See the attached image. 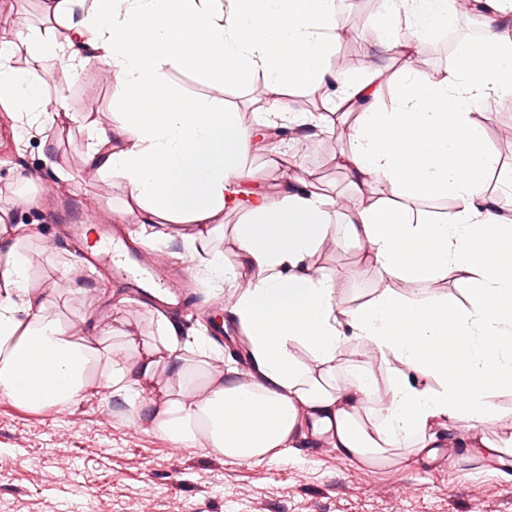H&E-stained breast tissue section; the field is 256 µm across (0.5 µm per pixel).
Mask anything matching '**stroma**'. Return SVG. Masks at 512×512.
I'll return each mask as SVG.
<instances>
[{"mask_svg": "<svg viewBox=\"0 0 512 512\" xmlns=\"http://www.w3.org/2000/svg\"><path fill=\"white\" fill-rule=\"evenodd\" d=\"M343 28L361 27L355 65L394 75L402 59L387 52L390 19L385 7L361 13L354 0H341ZM480 15L452 21L455 44L425 45L416 69L453 72L458 64L455 46L470 40L480 27ZM47 92L64 97L71 111L116 123L112 87L104 72L88 66L80 80H71L53 59L45 63ZM170 81L180 95L223 101L246 127H256L265 106L253 94L255 75L228 80L192 69L174 70ZM0 194L16 190L19 169L36 173L27 192L32 200L13 207L9 221L25 224L31 238L22 253L31 267V283L51 289L54 314L64 328L82 317L101 320L121 313L141 326V339L158 338V313L119 288L107 269L84 266L76 243L62 237L65 224L88 219L123 221L125 196L118 179L88 172L83 164L88 134L81 124L32 134L17 144L13 122L0 112ZM301 129H283L280 138L293 144L291 165L272 153L252 151L243 165L247 186L254 193L273 196L285 183L286 170L312 175L317 186L337 200L349 195V177L339 154L349 142L335 134L312 138L313 148L298 151ZM51 148L56 169L44 167L42 153ZM192 224L170 225L167 235L150 241L190 283L191 301L182 323H194L196 337L209 339L208 319L214 315L212 288L202 287L188 253ZM318 257L338 284L344 309L354 310L376 297L387 283L378 271L364 265L359 248L336 233L318 250ZM82 276L88 291L70 294L61 285L63 266ZM466 429L447 433L437 458L416 454L410 441L398 440L383 461L362 465L333 448L302 446L288 455L259 464L226 460L209 448L180 447L163 432L137 419L134 410L111 391L98 389L76 405L34 410L0 396V512H512V465L501 466L478 451L467 449L455 470L446 466L447 451L466 437Z\"/></svg>", "mask_w": 512, "mask_h": 512, "instance_id": "35a3bbf8", "label": "stroma"}]
</instances>
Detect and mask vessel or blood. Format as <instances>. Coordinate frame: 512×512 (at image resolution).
I'll use <instances>...</instances> for the list:
<instances>
[{"label":"vessel or blood","mask_w":512,"mask_h":512,"mask_svg":"<svg viewBox=\"0 0 512 512\" xmlns=\"http://www.w3.org/2000/svg\"><path fill=\"white\" fill-rule=\"evenodd\" d=\"M130 230L127 224L101 225L88 251L81 253V260L111 270L114 280L138 300H147L150 289L154 288L165 292V308L172 312L182 310L187 302L186 294L178 289L163 261L132 242Z\"/></svg>","instance_id":"obj_1"}]
</instances>
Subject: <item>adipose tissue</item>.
<instances>
[{
	"instance_id": "1",
	"label": "adipose tissue",
	"mask_w": 512,
	"mask_h": 512,
	"mask_svg": "<svg viewBox=\"0 0 512 512\" xmlns=\"http://www.w3.org/2000/svg\"><path fill=\"white\" fill-rule=\"evenodd\" d=\"M475 2L488 14L482 36L459 45L457 70L430 75L411 62L446 25L448 0H390L395 32L385 47L404 64L389 103L380 71L328 73L340 39L336 0H46L45 27L1 31L0 108L24 129L82 121L91 133L84 165L120 179L130 223L193 224L210 235L226 211L246 207L233 263L194 245L189 256L232 290L228 311L248 336L251 369L214 370L204 346L164 318L153 346L138 343L137 326L119 318H83L80 338L67 337L48 295L30 285L20 250L30 230L18 224L0 235V395L31 408L72 405L94 380L173 443L237 462L320 442L375 462L400 438L427 453L456 424L474 432L484 452L512 450V438L495 444L476 434L494 416L499 390L512 386V191L486 192L497 159L483 146L476 111L512 95V0ZM51 57L75 78L92 64L103 69L118 126L48 97ZM217 65L228 79L261 76L269 130L306 121L327 129L326 116L295 112L285 85L294 76H331L330 112L357 115L340 156L351 203L300 177L275 197L249 195L242 160L257 148L258 132L223 104L181 97L168 82L169 71ZM425 191L452 197L446 218L389 204V194ZM484 224L496 232L472 252L474 229ZM338 225L382 277L420 286L452 274L464 303L420 304L386 288L361 308L342 309L334 277L313 261ZM101 336L124 343L107 353ZM351 336L389 373L383 412L368 427L360 410L379 388L373 367L345 387L331 383ZM300 347L310 363L297 358Z\"/></svg>"
}]
</instances>
